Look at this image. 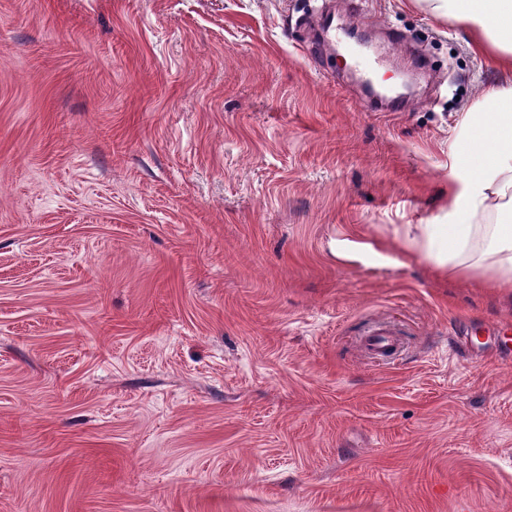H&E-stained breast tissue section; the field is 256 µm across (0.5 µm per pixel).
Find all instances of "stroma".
<instances>
[{
    "instance_id": "35a3bbf8",
    "label": "stroma",
    "mask_w": 512,
    "mask_h": 512,
    "mask_svg": "<svg viewBox=\"0 0 512 512\" xmlns=\"http://www.w3.org/2000/svg\"><path fill=\"white\" fill-rule=\"evenodd\" d=\"M505 78L416 0H0V512H512V288L404 243ZM334 17L330 13H326L322 19L323 28L327 33L333 36L336 41V30H338L337 36L339 39V51L341 57L347 55L351 58L352 64L362 70H369L372 68L371 60L366 57L360 50L355 49L350 41L347 39V33L342 28H336L333 26Z\"/></svg>"
}]
</instances>
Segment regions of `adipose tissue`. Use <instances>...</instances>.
<instances>
[{
    "label": "adipose tissue",
    "instance_id": "adipose-tissue-1",
    "mask_svg": "<svg viewBox=\"0 0 512 512\" xmlns=\"http://www.w3.org/2000/svg\"><path fill=\"white\" fill-rule=\"evenodd\" d=\"M464 25L496 64L512 67V0H426ZM448 221L410 225L406 240L452 278L512 288V81L465 113L448 148Z\"/></svg>",
    "mask_w": 512,
    "mask_h": 512
}]
</instances>
